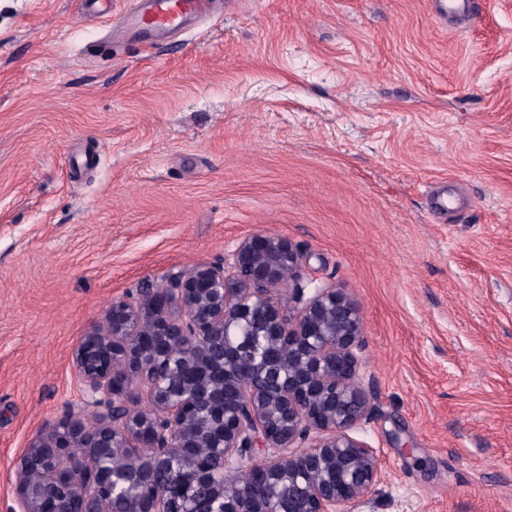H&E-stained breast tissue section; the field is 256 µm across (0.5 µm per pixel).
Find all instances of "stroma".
Wrapping results in <instances>:
<instances>
[{
  "label": "stroma",
  "mask_w": 512,
  "mask_h": 512,
  "mask_svg": "<svg viewBox=\"0 0 512 512\" xmlns=\"http://www.w3.org/2000/svg\"><path fill=\"white\" fill-rule=\"evenodd\" d=\"M479 8L232 0L105 50L80 0H0V512L88 328L251 235L361 308L353 512H512V0ZM477 0H432L436 4L433 15L438 20L444 17H465L474 13Z\"/></svg>",
  "instance_id": "stroma-1"
}]
</instances>
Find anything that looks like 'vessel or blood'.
<instances>
[{
    "instance_id": "obj_1",
    "label": "vessel or blood",
    "mask_w": 512,
    "mask_h": 512,
    "mask_svg": "<svg viewBox=\"0 0 512 512\" xmlns=\"http://www.w3.org/2000/svg\"><path fill=\"white\" fill-rule=\"evenodd\" d=\"M435 18L465 17L474 13L477 0H432ZM220 0H135L133 7L112 29L113 38L132 33L158 47L169 40L171 30L186 20L216 16Z\"/></svg>"
}]
</instances>
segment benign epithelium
I'll list each match as a JSON object with an SVG mask.
<instances>
[{
    "label": "benign epithelium",
    "instance_id": "benign-epithelium-1",
    "mask_svg": "<svg viewBox=\"0 0 512 512\" xmlns=\"http://www.w3.org/2000/svg\"><path fill=\"white\" fill-rule=\"evenodd\" d=\"M287 238L254 235L224 265L198 264L112 303L76 345L86 426L72 410L31 439L16 463L12 512H104L137 487L131 512H171L162 487L204 485L203 512H350L381 479L376 451L352 433L371 420L360 374L364 322L339 288L300 286ZM294 279V306L274 301ZM196 370L179 377L182 366ZM146 401L150 411L131 405ZM262 448L266 457L256 456ZM262 472L288 499L224 484Z\"/></svg>",
    "mask_w": 512,
    "mask_h": 512
}]
</instances>
